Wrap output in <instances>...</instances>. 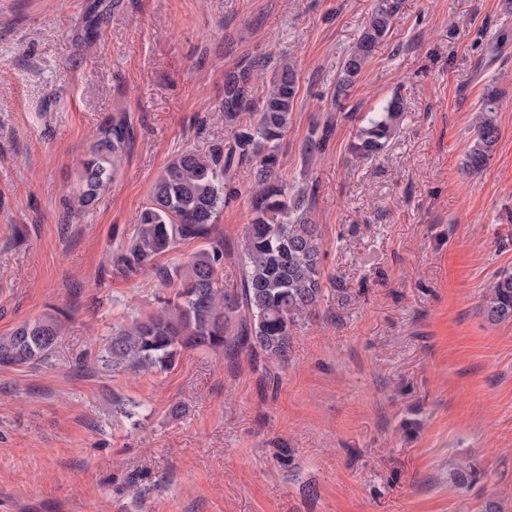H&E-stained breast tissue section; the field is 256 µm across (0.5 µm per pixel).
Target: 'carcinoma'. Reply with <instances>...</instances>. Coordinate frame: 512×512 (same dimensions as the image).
I'll return each mask as SVG.
<instances>
[{
  "mask_svg": "<svg viewBox=\"0 0 512 512\" xmlns=\"http://www.w3.org/2000/svg\"><path fill=\"white\" fill-rule=\"evenodd\" d=\"M399 0H377L368 24L343 59L334 101L345 109L375 49L389 34ZM266 58L248 59L224 76V120L237 122L252 105L253 76ZM299 84L292 66L277 67L256 122L241 129L229 145L207 153H176L155 180L139 214L136 233L113 253L112 264L128 273L150 271L169 296L157 297L156 312L135 318L98 350L96 363L114 373L164 372L185 351L222 353L230 359L247 354L254 365L277 378L273 368L288 363L291 344L302 321L310 318L324 297L319 227L309 215L307 189L288 192L278 176L279 146L288 131ZM497 94L486 95L464 154L465 167L478 173L488 165L499 140ZM405 112L394 95L370 117L361 119L349 143L351 159L377 157L399 131ZM332 123L314 127L303 142L306 157L323 152ZM132 126L120 113L97 131L81 162L79 206L88 209L120 170L130 152ZM250 164L257 185L251 219L242 245L241 287L234 293L220 287L224 239L213 236L224 208L226 178L231 169ZM188 240L204 246L183 262L167 267L158 258ZM481 313L494 323L512 322V271L494 274L482 294ZM64 322L59 313L25 321L0 335L1 365L47 364L55 356Z\"/></svg>",
  "mask_w": 512,
  "mask_h": 512,
  "instance_id": "carcinoma-1",
  "label": "carcinoma"
}]
</instances>
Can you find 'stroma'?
<instances>
[{"label": "stroma", "instance_id": "stroma-1", "mask_svg": "<svg viewBox=\"0 0 512 512\" xmlns=\"http://www.w3.org/2000/svg\"><path fill=\"white\" fill-rule=\"evenodd\" d=\"M0 0V334L52 308L68 318L51 363L0 365V512H512V323L478 308L512 270V0H400L350 93L363 117L406 106L390 146L350 160L357 124L334 116L341 63L375 0ZM266 57L252 90L293 64L299 96L281 180L314 181L325 297L279 384L247 355L181 354L166 372L109 373L112 330L167 288L110 255L182 149L232 142L224 75ZM497 90L500 138L478 175L462 162ZM135 139L93 207L71 212L98 128ZM254 169L216 219L219 279L241 285ZM133 402L136 419L120 412ZM478 478L454 483L457 460ZM141 490L139 502L126 491ZM321 126H315L302 145V154L305 157L312 156L316 152H323L326 148L329 137L331 136L332 123L328 120Z\"/></svg>", "mask_w": 512, "mask_h": 512}]
</instances>
